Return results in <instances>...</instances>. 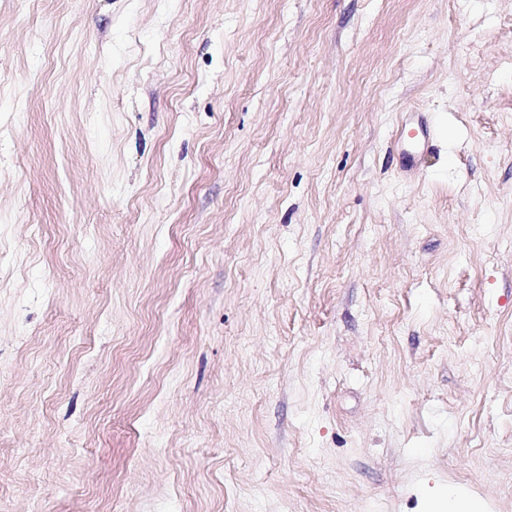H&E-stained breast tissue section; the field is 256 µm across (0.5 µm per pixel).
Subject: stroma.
<instances>
[{"instance_id": "1", "label": "stroma", "mask_w": 512, "mask_h": 512, "mask_svg": "<svg viewBox=\"0 0 512 512\" xmlns=\"http://www.w3.org/2000/svg\"><path fill=\"white\" fill-rule=\"evenodd\" d=\"M437 483L512 512V0H0V512Z\"/></svg>"}]
</instances>
